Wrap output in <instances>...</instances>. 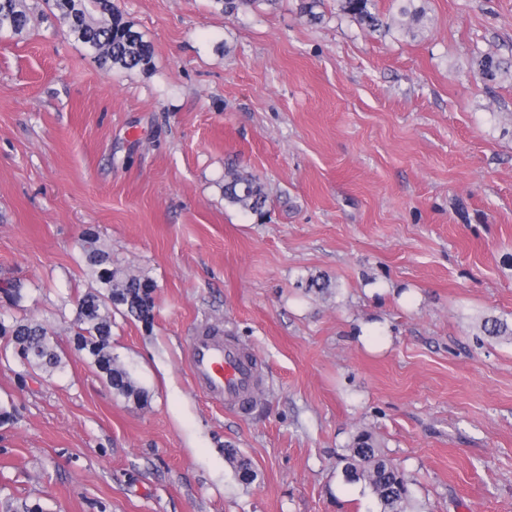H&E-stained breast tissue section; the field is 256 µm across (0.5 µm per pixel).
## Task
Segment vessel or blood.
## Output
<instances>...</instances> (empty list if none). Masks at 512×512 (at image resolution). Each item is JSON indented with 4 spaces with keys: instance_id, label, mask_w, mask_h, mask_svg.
<instances>
[{
    "instance_id": "b4317fda",
    "label": "vessel or blood",
    "mask_w": 512,
    "mask_h": 512,
    "mask_svg": "<svg viewBox=\"0 0 512 512\" xmlns=\"http://www.w3.org/2000/svg\"><path fill=\"white\" fill-rule=\"evenodd\" d=\"M190 369L197 387L211 400L238 416L250 415L261 384L260 368L233 338L217 330L195 336Z\"/></svg>"
}]
</instances>
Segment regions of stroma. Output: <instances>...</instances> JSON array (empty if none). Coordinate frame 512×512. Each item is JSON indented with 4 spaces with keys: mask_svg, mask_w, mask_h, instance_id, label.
I'll list each match as a JSON object with an SVG mask.
<instances>
[{
    "mask_svg": "<svg viewBox=\"0 0 512 512\" xmlns=\"http://www.w3.org/2000/svg\"><path fill=\"white\" fill-rule=\"evenodd\" d=\"M113 3L148 70L101 69L56 24L0 36V287L28 292L0 313L47 321L62 358L48 374L0 357V512H379L343 475L362 430L405 474L408 512H512V342L480 335L512 323V0H425L414 37L338 0L318 23L300 0L235 18ZM231 163L267 182L264 221L225 203ZM89 226L157 284L152 326L112 317L144 404L69 345L99 287ZM319 273L333 289L300 288ZM201 326L262 361L248 417L195 387Z\"/></svg>",
    "mask_w": 512,
    "mask_h": 512,
    "instance_id": "35a3bbf8",
    "label": "stroma"
}]
</instances>
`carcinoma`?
Returning a JSON list of instances; mask_svg holds the SVG:
<instances>
[{
    "mask_svg": "<svg viewBox=\"0 0 512 512\" xmlns=\"http://www.w3.org/2000/svg\"><path fill=\"white\" fill-rule=\"evenodd\" d=\"M211 2L214 10L226 16H235L262 4H276V0ZM414 2L401 0L398 16L389 22L384 21L383 15L377 10L376 0H341L340 6L344 13L353 16L370 30L393 26L409 33L424 26L427 20L424 8L415 6ZM44 5L45 9L36 14L27 6L26 0H0V35H18L51 17L67 26L68 34L87 49L102 69L146 68L150 65V42L133 29L118 8H106L103 0H44ZM501 69V61L492 55L478 61V72L484 79H495ZM223 193L225 202L251 216H262L269 202L268 189L260 177L235 167L226 168ZM97 242L95 231L89 229L83 232V260L100 288L77 299L72 346L77 354L91 361L116 394L143 403L147 401V392L112 355V312H119L146 325L153 324V294L157 285L149 277L130 274L114 266L110 253L100 249ZM3 292L14 307L21 306L26 297L25 286L21 282L6 284ZM481 330L490 338L512 337V325L496 317L484 319ZM0 338L9 340L13 355L25 365H34L45 372H52L61 366V357L51 344L48 329L42 322L24 317L6 319L0 316ZM228 460L241 481L249 483L253 480L254 470L249 458L233 448L228 450ZM343 461L346 480L364 483L377 499L380 512H407V480L377 447L371 433L360 432Z\"/></svg>",
    "mask_w": 512,
    "mask_h": 512,
    "instance_id": "1",
    "label": "carcinoma"
}]
</instances>
